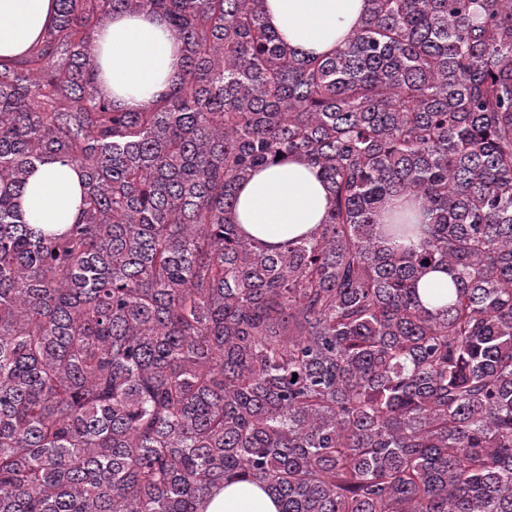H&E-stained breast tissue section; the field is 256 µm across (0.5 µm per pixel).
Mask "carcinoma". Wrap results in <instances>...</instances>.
<instances>
[{
	"instance_id": "obj_1",
	"label": "carcinoma",
	"mask_w": 512,
	"mask_h": 512,
	"mask_svg": "<svg viewBox=\"0 0 512 512\" xmlns=\"http://www.w3.org/2000/svg\"><path fill=\"white\" fill-rule=\"evenodd\" d=\"M367 2L310 56L264 0H57L0 64V512H512V0ZM127 12L181 46L148 109L99 88ZM297 156L324 221L243 236L239 183ZM51 160L59 228L21 208ZM81 174L60 161L40 165L28 179L22 207L28 223L73 224L78 216ZM202 509V512H278L277 503L270 495L247 483L218 488Z\"/></svg>"
}]
</instances>
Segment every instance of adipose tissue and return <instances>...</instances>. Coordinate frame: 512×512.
Returning a JSON list of instances; mask_svg holds the SVG:
<instances>
[{
  "mask_svg": "<svg viewBox=\"0 0 512 512\" xmlns=\"http://www.w3.org/2000/svg\"><path fill=\"white\" fill-rule=\"evenodd\" d=\"M365 0H265L270 27L290 46L309 55L335 50L358 28ZM55 19V0H0V62L21 58ZM98 79L121 109L150 106L179 71L180 51L166 20L120 14L97 39ZM81 175L61 162L41 165L28 179L22 207L28 223H74ZM330 195L318 168L301 161L254 172L237 189L241 231L268 245L303 236L322 223ZM204 512H278L260 487L237 483L217 489Z\"/></svg>",
  "mask_w": 512,
  "mask_h": 512,
  "instance_id": "adipose-tissue-1",
  "label": "adipose tissue"
}]
</instances>
